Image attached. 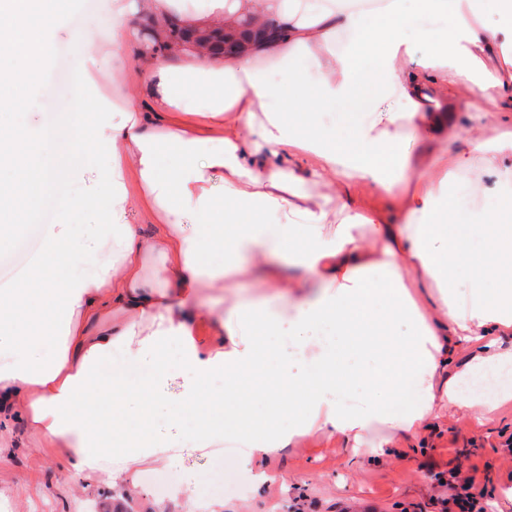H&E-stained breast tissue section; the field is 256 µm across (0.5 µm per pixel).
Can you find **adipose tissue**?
Here are the masks:
<instances>
[{"label": "adipose tissue", "instance_id": "obj_1", "mask_svg": "<svg viewBox=\"0 0 512 512\" xmlns=\"http://www.w3.org/2000/svg\"><path fill=\"white\" fill-rule=\"evenodd\" d=\"M178 2L112 0V65L132 64L139 86L113 104L92 93L88 61L75 84L92 119H72L70 160L48 163L35 132L0 127V169L11 172L0 190V247L56 178L103 201L109 227L91 247L66 222L46 225L44 252L22 284L0 289V422L23 419L79 475L129 485L140 464L179 459L176 438L155 432L160 421L175 428L192 418L200 447L244 446L252 468L313 430L360 446L374 425L412 436L436 412L469 408L460 381L512 363V349L491 342L512 334V181L500 186L497 211L474 208L464 224L448 189L486 194L469 177L479 161L488 177L512 169V137H483L512 112V55L498 53L512 42V0H418L414 14L387 0L373 25L341 0H206L183 13ZM68 8L69 0H0V112L27 106L28 79ZM490 12L497 25L486 24ZM430 17L446 26L408 66L406 33ZM493 55L497 65L485 66ZM271 68L284 82L268 77ZM470 83L476 123L464 150L422 167L403 147L408 133L444 138L453 87ZM367 95L393 106L348 117L343 135L317 122L327 105ZM354 177L389 197L402 223L359 211ZM133 206L150 214L149 234L127 223ZM213 246L228 264L208 263ZM283 260L303 278L283 280ZM243 282L253 295L236 296L223 316L184 310L198 288ZM426 286L438 301L429 317L415 298ZM398 319L413 322L408 335L390 331ZM283 328L310 365L261 392L263 404L297 419L274 430L238 407ZM463 340L478 350L455 378L436 381ZM171 342L186 377L175 400L161 388ZM117 354L137 378L106 371ZM411 382L415 402L393 413ZM104 394L110 407L94 401Z\"/></svg>", "mask_w": 512, "mask_h": 512}]
</instances>
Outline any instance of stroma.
<instances>
[{"mask_svg":"<svg viewBox=\"0 0 512 512\" xmlns=\"http://www.w3.org/2000/svg\"><path fill=\"white\" fill-rule=\"evenodd\" d=\"M65 23L66 34L54 44L64 55L62 70L44 71L25 110L0 116L1 122L40 133L52 163L72 153L65 127L77 102L72 75L85 59L83 34L103 38L111 33V0L71 6ZM469 96V89L461 88L462 103L453 114L457 139L417 141L414 154L456 157L464 147L463 134L474 123L464 106ZM507 392L510 401L486 423L475 412L459 410L432 416L412 438L381 426L371 438H385L389 444L372 456L343 435L329 438L316 432L262 459L256 471L245 468L241 457L224 456L218 447H198L187 422L178 463L142 465L138 492L132 496L122 487L77 476L63 456L42 447L16 419L0 430V503L7 504V512H90L94 504L118 501L122 512H150V503L162 500L169 512H184V473L198 470L220 476L223 512H442L441 501L450 492L439 486L436 475L454 466L462 475H475L485 487L487 512H512V501L506 498L512 490V467L504 463L500 446L502 435L512 434V385Z\"/></svg>","mask_w":512,"mask_h":512,"instance_id":"35a3bbf8","label":"stroma"}]
</instances>
